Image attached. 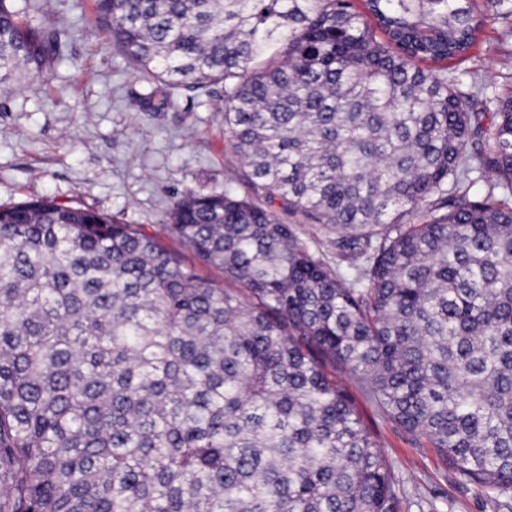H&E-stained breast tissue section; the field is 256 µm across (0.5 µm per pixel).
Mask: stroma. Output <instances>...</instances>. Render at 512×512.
I'll return each instance as SVG.
<instances>
[{
	"label": "stroma",
	"instance_id": "1",
	"mask_svg": "<svg viewBox=\"0 0 512 512\" xmlns=\"http://www.w3.org/2000/svg\"><path fill=\"white\" fill-rule=\"evenodd\" d=\"M93 0H31L25 19L68 31L66 57L48 75L0 91V206L52 197L160 230L173 196L241 190L225 160L224 89L175 90L133 74L93 23ZM459 73L483 77L484 100L512 93V33L479 22ZM363 423L381 443L402 512H512V495L452 474L426 441L410 438L349 383Z\"/></svg>",
	"mask_w": 512,
	"mask_h": 512
}]
</instances>
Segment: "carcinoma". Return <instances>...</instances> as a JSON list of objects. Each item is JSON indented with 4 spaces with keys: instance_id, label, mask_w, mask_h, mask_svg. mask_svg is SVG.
<instances>
[{
    "instance_id": "carcinoma-1",
    "label": "carcinoma",
    "mask_w": 512,
    "mask_h": 512,
    "mask_svg": "<svg viewBox=\"0 0 512 512\" xmlns=\"http://www.w3.org/2000/svg\"><path fill=\"white\" fill-rule=\"evenodd\" d=\"M363 2L94 0L138 77L224 85L252 196L172 198L163 229L191 260L53 198L0 207V512H399L328 363L512 492V95L489 112L448 70L475 0ZM481 7L512 19V0ZM67 39L0 0V86ZM298 227L300 237L307 243L316 257L336 269V265L341 262L336 257V250L331 246L328 234L317 225L298 224Z\"/></svg>"
}]
</instances>
